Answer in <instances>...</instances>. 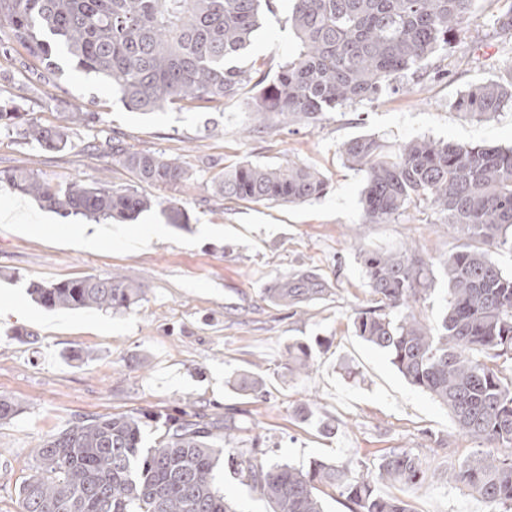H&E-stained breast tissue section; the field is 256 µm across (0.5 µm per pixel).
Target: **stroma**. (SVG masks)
Instances as JSON below:
<instances>
[{
	"label": "stroma",
	"instance_id": "obj_1",
	"mask_svg": "<svg viewBox=\"0 0 512 512\" xmlns=\"http://www.w3.org/2000/svg\"><path fill=\"white\" fill-rule=\"evenodd\" d=\"M512 0H477L448 47L430 58L422 76L396 78L378 100L324 113L313 123H288L254 109L244 89L217 110L171 106L152 114L129 111L104 82L72 68L51 83L32 80L21 67L0 70V95L22 100L43 123L74 102H95L100 120L74 125L61 151L43 149L0 128V171L24 168L54 184L108 179L131 185L106 142L165 155L184 166L189 180L151 195L176 201L187 223H168L154 208L127 221L128 231L161 228L137 251L121 241L84 249L74 239L84 216H62L29 196L0 191V210L16 208L35 233L0 222V295L19 296L22 309L0 317V397L21 413L0 424V512H19L18 491L32 473V452L48 435L77 418L113 413L202 409L258 423L267 462L308 468L316 459L363 471L379 450L403 448L423 464L413 486L382 485L410 512H484L448 472L478 448L462 435L447 409L410 385L388 355L355 333L354 319L374 307L361 254L410 244L426 257L435 289L414 306L430 327L444 315L441 262L463 240L419 208L387 224L363 221L365 174L345 164L340 149L361 135L394 149L430 138L466 145L512 147V107L479 121L455 109L473 86L512 76V44L495 32L497 15ZM289 0H276L239 64L273 75L292 56L297 40L288 22ZM472 54L469 64L459 58ZM242 163L313 166L325 176V194L301 204L248 202L213 194L212 179ZM316 273L324 294L298 307L270 301L264 290L276 278ZM120 273L143 294L129 310L48 309L31 292L35 283ZM308 345V376L289 375V345ZM259 374L266 393L244 396L230 381ZM216 484L236 512H271L270 505L225 465Z\"/></svg>",
	"mask_w": 512,
	"mask_h": 512
}]
</instances>
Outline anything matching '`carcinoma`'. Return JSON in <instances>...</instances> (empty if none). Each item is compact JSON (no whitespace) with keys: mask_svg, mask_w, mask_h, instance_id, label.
<instances>
[{"mask_svg":"<svg viewBox=\"0 0 512 512\" xmlns=\"http://www.w3.org/2000/svg\"><path fill=\"white\" fill-rule=\"evenodd\" d=\"M276 0H0V57L27 55L24 66L48 82L63 54L76 71L107 81L132 112L149 114L184 103L209 108L235 98L248 71L228 62L251 44ZM298 52L272 80L261 78L257 112L311 122L325 112L378 99L398 74L415 72L448 49L477 0H291ZM512 104V78L491 80L454 106L478 120ZM94 102L60 113L44 125L14 99H0V122L48 150L69 143L70 126L99 118ZM343 160L363 168L365 224H383L411 208L430 207L467 240L442 261L448 304L440 327L412 311L435 281L413 248L363 252L376 306L355 318L356 334L387 353L412 386L448 409L459 432L480 450L448 476L487 512L512 505V274L493 260L512 252V147L417 139L391 151L373 136L345 142ZM112 158L140 183L176 189L190 174L162 154L112 146ZM228 199L300 204L320 197L324 175L310 166L241 164L212 180ZM0 187L64 215L129 219L162 204L134 187L106 180L54 185L30 172L0 173ZM48 308H90L117 314L142 295L121 276H84L32 286ZM324 291L308 273L273 281L265 293L296 306ZM309 347H288V373H309ZM246 395L264 392L250 372L238 381ZM150 413L76 419L34 449V474L19 489V512H234L215 485L221 454L272 512H324L321 485L340 490L351 512H410L380 485H418L423 469L411 452L392 448L366 473L345 463L315 460L309 468L238 458L233 450L254 426L233 412L215 419L203 411L169 415L145 442Z\"/></svg>","mask_w":512,"mask_h":512,"instance_id":"cac0c4a2","label":"carcinoma"}]
</instances>
